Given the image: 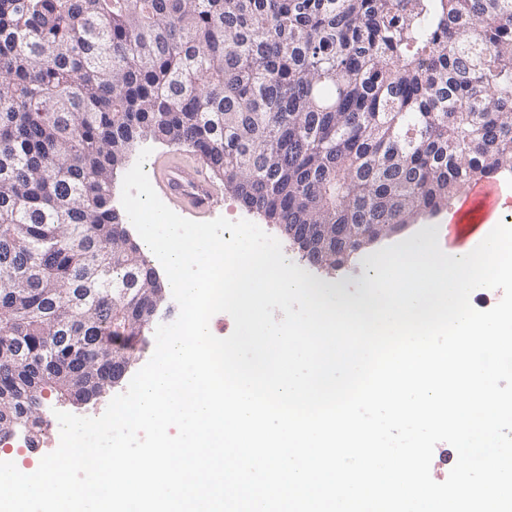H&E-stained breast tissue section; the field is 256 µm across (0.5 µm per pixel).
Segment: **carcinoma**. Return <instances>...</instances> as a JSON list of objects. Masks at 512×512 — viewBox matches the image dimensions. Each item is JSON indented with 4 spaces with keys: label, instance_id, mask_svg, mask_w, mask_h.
Masks as SVG:
<instances>
[{
    "label": "carcinoma",
    "instance_id": "carcinoma-1",
    "mask_svg": "<svg viewBox=\"0 0 512 512\" xmlns=\"http://www.w3.org/2000/svg\"><path fill=\"white\" fill-rule=\"evenodd\" d=\"M199 155L340 268L512 174V0H0V411L102 396L162 288L112 177L139 138ZM78 339L84 353L45 348Z\"/></svg>",
    "mask_w": 512,
    "mask_h": 512
}]
</instances>
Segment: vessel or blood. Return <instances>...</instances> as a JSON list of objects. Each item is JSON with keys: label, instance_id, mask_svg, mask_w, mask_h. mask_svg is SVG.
Returning a JSON list of instances; mask_svg holds the SVG:
<instances>
[{"label": "vessel or blood", "instance_id": "1", "mask_svg": "<svg viewBox=\"0 0 512 512\" xmlns=\"http://www.w3.org/2000/svg\"><path fill=\"white\" fill-rule=\"evenodd\" d=\"M153 176L168 200L183 202L196 214H213L224 202L222 190L211 182L203 167L157 165L153 168ZM500 195L501 189L494 181L478 182L468 188L460 207L443 229L449 248L463 246L473 234V224L493 220Z\"/></svg>", "mask_w": 512, "mask_h": 512}]
</instances>
